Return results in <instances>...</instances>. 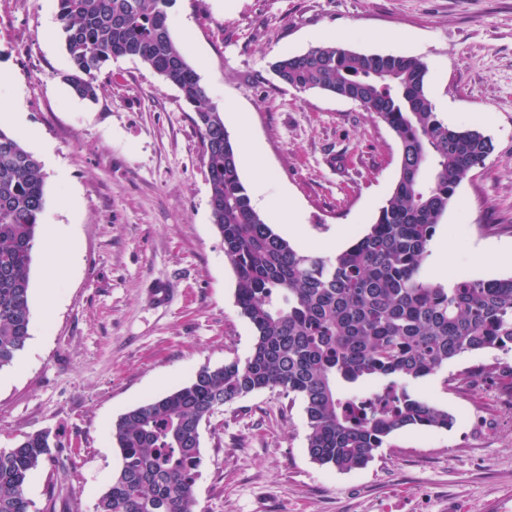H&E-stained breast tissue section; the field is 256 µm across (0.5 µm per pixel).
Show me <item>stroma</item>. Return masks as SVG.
Instances as JSON below:
<instances>
[{
	"mask_svg": "<svg viewBox=\"0 0 512 512\" xmlns=\"http://www.w3.org/2000/svg\"><path fill=\"white\" fill-rule=\"evenodd\" d=\"M170 32L217 106L234 104L262 151L264 212L301 252L330 255L368 232L400 169L390 128L358 103L281 83L272 61L337 42L420 58L441 121L492 148L456 189L429 245L435 278L512 276V0H175ZM56 0H0V101L38 153L46 206L33 253L31 337L0 368V448L38 431L60 446L31 476V512H94L120 466L112 426L204 366L245 358L254 330L212 221L207 169L179 90L131 57L111 59L90 103ZM297 214L305 238L288 232ZM66 230L55 239L48 225ZM64 263L52 290L47 265ZM169 280L155 308L149 289ZM446 429L388 436L363 468L307 453L303 402L278 389L224 406L201 430L196 512H512V350L469 352L410 383Z\"/></svg>",
	"mask_w": 512,
	"mask_h": 512,
	"instance_id": "1",
	"label": "stroma"
}]
</instances>
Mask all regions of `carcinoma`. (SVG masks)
I'll use <instances>...</instances> for the list:
<instances>
[{
  "mask_svg": "<svg viewBox=\"0 0 512 512\" xmlns=\"http://www.w3.org/2000/svg\"><path fill=\"white\" fill-rule=\"evenodd\" d=\"M77 97L97 98L108 61L140 60L195 114L213 223L237 274L236 303L255 331L243 360L203 367L182 387L124 412L112 428L120 467L96 512H195L201 429L219 407L279 388L301 399L309 456L350 471L392 433L448 428L453 417L407 383L466 352L512 349V276L433 281L425 260L456 188L489 154L478 130L444 124L427 66L405 55L327 43L273 64L298 92L357 102L395 134L398 180L370 231L333 256L295 249L252 205L224 114L172 39L173 0H56ZM41 163L0 129V368L30 339V267L45 209ZM60 446L48 431L0 449V512H29L33 472Z\"/></svg>",
  "mask_w": 512,
  "mask_h": 512,
  "instance_id": "obj_1",
  "label": "carcinoma"
}]
</instances>
